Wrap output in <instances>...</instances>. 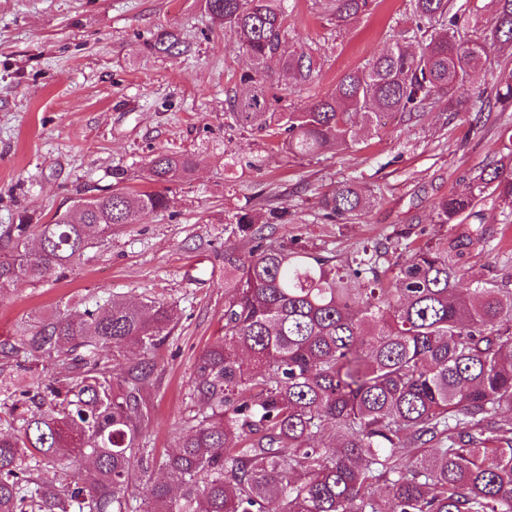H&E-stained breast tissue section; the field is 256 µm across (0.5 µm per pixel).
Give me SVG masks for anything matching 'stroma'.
Masks as SVG:
<instances>
[{
    "mask_svg": "<svg viewBox=\"0 0 512 512\" xmlns=\"http://www.w3.org/2000/svg\"><path fill=\"white\" fill-rule=\"evenodd\" d=\"M408 4L376 0L340 32L316 0H285L287 43L317 50L321 71L295 84L277 62L267 63L273 92L289 88L291 103L309 107L393 39H414ZM168 32L180 51L158 50ZM252 67L201 0H0V232L23 211L44 224L112 187L143 189L157 153L196 162L192 176L161 185L165 210L123 226L49 280L22 281L0 296V341L106 295L176 309L146 388V442L158 458L174 448L193 408L196 358L224 332V251L253 246L227 230L240 208L262 217L284 211L271 240L302 239L339 266L397 228L415 245L440 242L454 230L437 223L436 199L465 192L508 136L499 105L478 113L465 97L451 111L439 102L417 119L385 116L375 135L357 132L343 152L296 158L280 137L229 117L228 98ZM352 179L371 190L374 206L349 224L327 220L320 197ZM481 210L494 240L469 262L510 275L512 214L488 203Z\"/></svg>",
    "mask_w": 512,
    "mask_h": 512,
    "instance_id": "35a3bbf8",
    "label": "stroma"
}]
</instances>
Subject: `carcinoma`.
I'll return each instance as SVG.
<instances>
[{
    "label": "carcinoma",
    "mask_w": 512,
    "mask_h": 512,
    "mask_svg": "<svg viewBox=\"0 0 512 512\" xmlns=\"http://www.w3.org/2000/svg\"><path fill=\"white\" fill-rule=\"evenodd\" d=\"M410 2L413 17L438 25L419 51L397 40L309 108L286 112L262 66L276 58L308 83L316 61L310 50L284 49L283 0H204L255 64L229 98L230 118L284 132L285 150L303 158L349 148L356 117L368 131L384 113L411 116L441 98L453 109L490 45L512 47V0H492V17L470 38L457 35L455 0ZM323 5L340 30L372 0ZM495 101L512 103V71ZM192 171L189 156L160 153L144 180L173 183ZM489 196L512 213L510 145L468 193L435 201L437 223L457 227L450 238L412 247L394 231L340 267L297 239L264 244L257 215L237 211L233 233L256 245L247 256L224 251V336L198 356L189 392L197 410L158 462L145 448L148 353L170 329L173 307L109 298L0 342L7 368L65 359L64 376L34 395L12 391L0 370V394L16 414L11 431H0V512H512V276L463 267L492 237L475 211ZM372 203L355 180L319 200L338 220ZM166 207L160 191L113 189L47 224L20 217L0 235V295ZM34 227L31 255L24 243ZM130 348L142 356L112 376L100 353ZM29 402L41 411H21ZM45 466L55 468L50 482L40 477ZM155 466L164 477L133 503V472Z\"/></svg>",
    "instance_id": "carcinoma-1"
}]
</instances>
